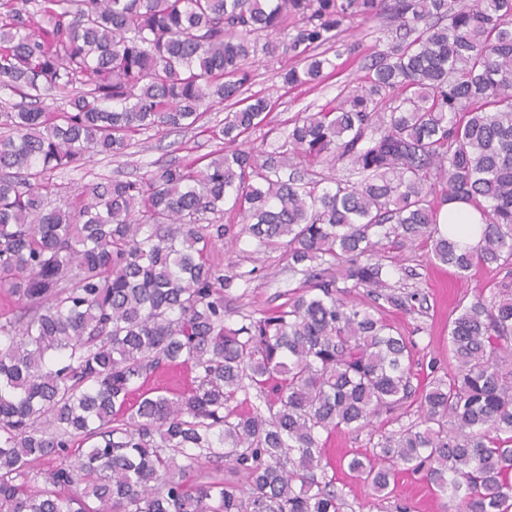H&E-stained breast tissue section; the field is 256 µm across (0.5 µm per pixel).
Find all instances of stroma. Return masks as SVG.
<instances>
[{"label":"stroma","instance_id":"obj_1","mask_svg":"<svg viewBox=\"0 0 512 512\" xmlns=\"http://www.w3.org/2000/svg\"><path fill=\"white\" fill-rule=\"evenodd\" d=\"M388 26V21L382 17L351 26L344 40L357 45V53L341 57L337 75L315 87L284 85L283 75L290 68V61L257 57L251 65L252 81L244 87L243 93L269 98L271 109L263 126L251 133L250 144L257 146L263 139L282 136L298 114L335 105L344 85L367 76L370 55L384 49L387 43ZM224 115V107L217 106L188 129L169 134L151 129L140 131L132 136L124 154L92 157L80 168L57 171L54 180L63 191L74 193L104 178L136 181L159 166L188 163L223 147L219 130L224 124ZM223 223L228 237L236 238L237 244L231 249L216 245L210 258L223 264L225 275L232 278L231 285L224 291L226 323L237 328L243 324L245 316L258 317L287 302L291 293L302 288L305 277L289 265L281 252L259 247L245 233L238 214L226 212ZM383 262L391 271L389 283L397 294L416 293L424 299L422 306L405 310L385 303L379 307L380 317L396 327L412 345L413 385L422 387L432 378H447L455 367L448 347V323L481 289L491 288L499 280L498 271L480 267L469 278L461 279L451 268L434 260L423 246L402 251L384 250ZM376 441V435L367 429H341L327 440V458L345 463L344 468L337 470L335 478L337 488L342 490L350 505L349 512H448L449 500L435 490L425 473H401L393 492L385 495L375 492L347 468V461L353 457L372 455Z\"/></svg>","mask_w":512,"mask_h":512}]
</instances>
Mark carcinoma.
I'll list each match as a JSON object with an SVG mask.
<instances>
[{"instance_id": "1", "label": "carcinoma", "mask_w": 512, "mask_h": 512, "mask_svg": "<svg viewBox=\"0 0 512 512\" xmlns=\"http://www.w3.org/2000/svg\"><path fill=\"white\" fill-rule=\"evenodd\" d=\"M380 16L367 78L274 142L49 203L57 170L225 102L221 135L248 137L270 100L233 99L258 53L316 86L355 49L345 23ZM1 89L20 102L0 112V512H345L323 436L413 397L420 419L348 468L378 493L424 469L450 512H512V0H0ZM328 161L347 176L300 174ZM453 200L480 214L473 249L439 228ZM227 205L308 276L237 329L210 259ZM384 240L504 272L452 320L454 371L419 392L405 337L341 298L350 281L406 306ZM184 362L188 390L147 388Z\"/></svg>"}]
</instances>
